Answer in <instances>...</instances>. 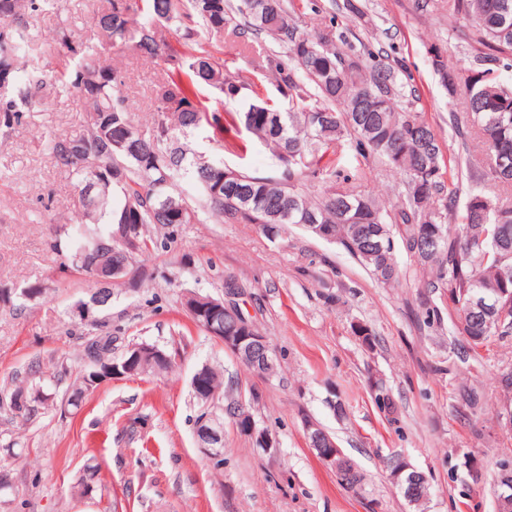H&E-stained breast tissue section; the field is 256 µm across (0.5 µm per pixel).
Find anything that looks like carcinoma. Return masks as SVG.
I'll return each instance as SVG.
<instances>
[{
	"instance_id": "cac0c4a2",
	"label": "carcinoma",
	"mask_w": 512,
	"mask_h": 512,
	"mask_svg": "<svg viewBox=\"0 0 512 512\" xmlns=\"http://www.w3.org/2000/svg\"><path fill=\"white\" fill-rule=\"evenodd\" d=\"M54 7V0H0V126L13 128L22 113L42 100L46 73L25 71L19 58L33 42L28 16ZM130 0H103L95 11V26L112 41L131 40L136 53L147 59L162 54L158 25L174 21L181 39L199 44L202 34L216 36L239 17L238 35L266 36L287 49V59L270 52L266 67L275 76L278 92L288 100L286 112L247 110L236 114L235 126L262 139L280 163L276 176H254L215 163L181 142L188 132L207 127L223 136L224 113L203 111L196 91L210 87L229 98L241 85L224 76V65L203 49L187 57L168 58L167 78L160 85L151 130L133 124L128 99L117 90L119 75L100 66L91 41L62 33L64 69L57 75L63 89L85 103L86 134L77 138L50 136L46 149L55 164L75 180L79 221L61 224L50 244L67 251L64 268L72 275L91 279L97 270L107 274L123 270L128 280L110 288H96L89 302L106 307L113 289L143 280L138 258L157 249L158 241L148 226L200 224L213 218L218 224H257L270 236H278L290 224H321L325 233L377 279L394 283L401 277L395 253L397 245L409 253L428 274L424 287L448 298L456 313L455 331L475 348L493 336L512 334V282L501 274L512 269V177L496 171V157L512 153V81L496 75L512 70V0H448V12L474 28L480 54L462 68H449L433 57L435 71L448 95L459 86L467 91L464 109L448 113V125L466 142L479 140L484 147L478 172L485 190L470 196L451 224L459 186L447 179V161L434 129L416 111L415 91L405 64H385L379 54L365 47L358 51L328 15L320 34L299 29L285 0H148V13L138 23L130 18ZM473 71L487 78L474 85L467 81ZM121 126L130 134V150L114 152L108 127ZM349 140L357 154L388 162L401 176L405 193L388 207L359 189L360 174L343 175L321 164L334 145ZM187 176L201 189V198L189 201L174 192L176 181ZM307 179L321 183V191L309 198L296 190ZM481 197L490 208L479 210L471 200ZM46 292L27 288L20 295L3 294L0 305H15ZM211 308L198 304L188 316L208 332ZM214 325L232 335L245 332L260 336L257 324L248 319L242 326L224 320L219 312ZM112 332L89 339L85 356L97 362L121 361L125 350L112 356ZM154 354L133 362L135 375H159L170 368L171 356L155 344ZM211 397H196L200 416L214 414L219 422L238 424L258 396L247 401L224 383V376L206 367ZM40 371L30 369V384L5 391L12 397L26 394L29 406L22 418L31 421L39 411L54 405V397L37 381ZM91 393L86 375L77 377L64 404L77 409ZM338 484L359 491L365 474L355 463Z\"/></svg>"
}]
</instances>
